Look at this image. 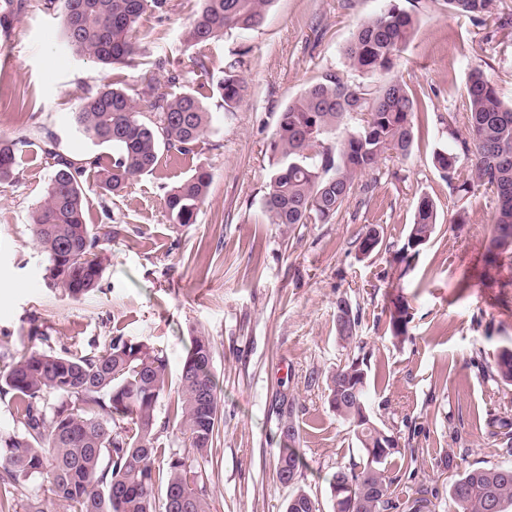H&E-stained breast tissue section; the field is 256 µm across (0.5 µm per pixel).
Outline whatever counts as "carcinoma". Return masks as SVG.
I'll use <instances>...</instances> for the list:
<instances>
[{"label":"carcinoma","instance_id":"carcinoma-1","mask_svg":"<svg viewBox=\"0 0 512 512\" xmlns=\"http://www.w3.org/2000/svg\"><path fill=\"white\" fill-rule=\"evenodd\" d=\"M168 0H45L63 20V38L78 56L104 65L133 63L140 53L135 38L143 15L164 12ZM274 0H201L184 32L192 46L207 44L228 30L248 33L263 25ZM448 11L470 18L491 12L494 0H447ZM416 17L395 5L362 21L345 50L349 67L379 79L369 89L327 72L280 113L270 141L274 170L263 197L270 224H332L349 203L356 180L381 160L408 156L414 146L423 98L407 83L390 76L394 61L411 40ZM244 61L224 63L219 86L224 111L239 103ZM463 111L468 136L448 114V136L456 148L439 150L433 164L448 187L468 199L483 188L496 195L498 208L485 264L512 258V104L483 71L468 79ZM360 124L339 140L329 139L346 118ZM210 122L209 112L191 92L171 94L158 86L146 96L123 88L103 87L88 93L74 115L77 131L115 151L103 170L99 188L117 195L135 178L158 164L161 150L195 153ZM54 171L43 203L32 215L33 242L43 257L48 284L79 299L99 287L103 245L120 234L114 224L86 223L88 193L84 176L98 158L73 159L52 150ZM470 161L471 178H459L457 163ZM17 164V141L0 136V181ZM212 174L203 165L163 198L173 226L196 222L208 196ZM437 208L420 199L413 224L397 251L411 260L436 232ZM336 301V335L358 338V320ZM388 330L400 342L408 336L411 314L400 295L387 307ZM43 348L22 345L0 368V400L9 408L14 430L0 433V512H17L22 484L36 476L45 482L63 512H210L205 464L219 436L220 398L211 365L209 337L193 338L179 374L177 398L170 404L169 427L179 433L186 452L162 446L156 409L168 391L167 361L154 348L114 336L94 349L56 351L51 337L34 331ZM493 381L512 387V349L503 348L484 369ZM368 366L358 357L327 377L330 409L352 428L360 449L357 459L336 466L329 485L333 512H426L428 499L402 500L385 475L386 466L405 461L406 450L387 447L393 432L375 426L367 413ZM166 463L161 468L160 463ZM299 454L294 448L275 460L277 481L296 484ZM448 482L449 512H506L512 506V467L464 466ZM286 512H320L317 499L301 488L286 503Z\"/></svg>","mask_w":512,"mask_h":512}]
</instances>
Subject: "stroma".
<instances>
[{
  "mask_svg": "<svg viewBox=\"0 0 512 512\" xmlns=\"http://www.w3.org/2000/svg\"><path fill=\"white\" fill-rule=\"evenodd\" d=\"M391 3L419 19L394 68L428 105L411 154L381 160L363 175L371 192L355 193L335 223H268L262 202L280 112L325 71L365 82L345 49L356 25ZM199 4L169 0L166 13L144 15L141 54L130 66L75 55L59 13L43 0L0 17V136L18 142L14 175L0 182V354L34 328L73 349L122 336L162 350L174 382L193 337L209 336L222 405L210 512H285L291 490L273 467L287 421L279 408L288 403L299 432L298 485L322 512H333L329 479L357 444L329 407L326 377L347 357L365 356L371 419L415 451L411 471L388 468L400 498L422 487L430 512H448V456L512 466L490 425L512 420V391L482 370L512 347V258L485 267L496 198L485 193L463 207L433 154L452 145L448 115L461 112L472 70L512 101V0H496L480 20L449 13L446 0H276L259 30L229 31L193 47L183 31ZM241 51L245 91L228 112L218 86L225 60ZM199 58L205 68L196 66ZM174 74L179 83H169ZM150 83L199 97L208 131L195 154L161 152L152 172L115 196L100 193L98 170L87 171V223L113 218L122 231L105 246L99 289L72 299L49 287L30 232L53 174L45 144L110 165L111 147L82 136L73 114L86 92ZM201 164L213 176L209 196L195 224L173 228L164 193ZM424 197L437 207V232L404 271L395 253ZM462 208L466 223H454ZM370 227L382 242L364 254L359 238ZM392 294L412 314L409 337L397 345L385 313ZM341 297L359 319L361 344L336 335Z\"/></svg>",
  "mask_w": 512,
  "mask_h": 512,
  "instance_id": "1",
  "label": "stroma"
}]
</instances>
